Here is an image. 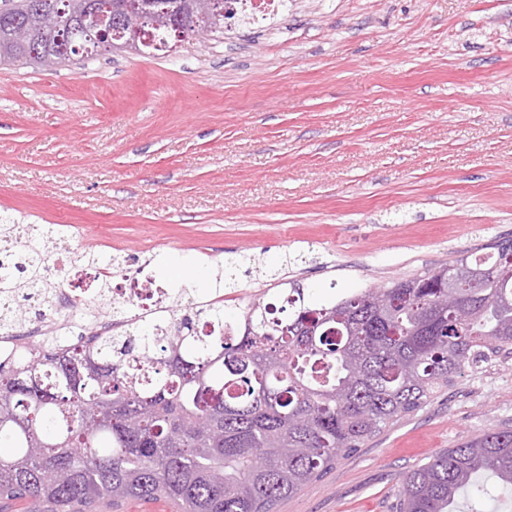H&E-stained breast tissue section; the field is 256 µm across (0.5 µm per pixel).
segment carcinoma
Here are the masks:
<instances>
[{
	"instance_id": "1",
	"label": "carcinoma",
	"mask_w": 512,
	"mask_h": 512,
	"mask_svg": "<svg viewBox=\"0 0 512 512\" xmlns=\"http://www.w3.org/2000/svg\"><path fill=\"white\" fill-rule=\"evenodd\" d=\"M96 0H0V64L65 63L60 31L77 28ZM199 0H157L153 50L173 45L169 24L199 19ZM26 256L0 261V329L28 315L32 294L53 312L56 282L38 258L49 241L0 224V245ZM104 268L97 295L72 302L75 319L120 310L102 303L123 261L85 252ZM400 278L383 288L320 299L285 278L280 306L253 300L236 318L224 300L175 291L171 336L137 320L118 333L78 335L66 348L24 345L0 362V502L28 512H96L100 504L169 501L178 512H273L278 501L328 473L336 460L438 391L512 345V243L494 253ZM454 294L448 306L442 298ZM488 474L512 490V430L490 431L407 472L398 512H455L459 493L484 492Z\"/></svg>"
}]
</instances>
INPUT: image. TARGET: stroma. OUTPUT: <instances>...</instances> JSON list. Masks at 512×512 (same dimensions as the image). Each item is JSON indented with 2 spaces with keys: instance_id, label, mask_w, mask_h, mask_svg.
I'll use <instances>...</instances> for the list:
<instances>
[{
  "instance_id": "stroma-1",
  "label": "stroma",
  "mask_w": 512,
  "mask_h": 512,
  "mask_svg": "<svg viewBox=\"0 0 512 512\" xmlns=\"http://www.w3.org/2000/svg\"><path fill=\"white\" fill-rule=\"evenodd\" d=\"M163 286L218 261L236 315L270 276L328 298L512 241V0H288L174 51L0 64V212ZM512 430V347L274 512H396L404 474Z\"/></svg>"
}]
</instances>
